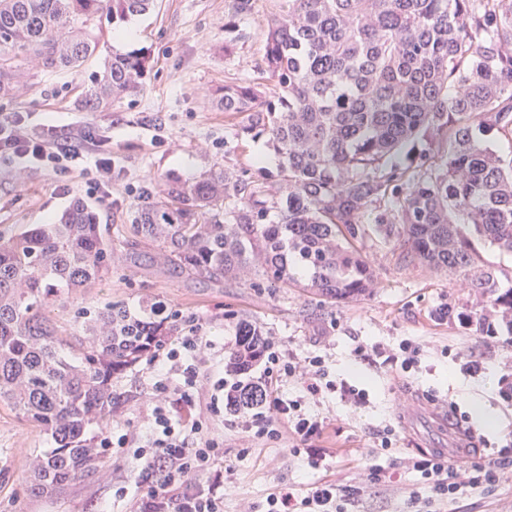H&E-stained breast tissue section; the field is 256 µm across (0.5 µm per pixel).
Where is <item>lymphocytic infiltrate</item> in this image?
Here are the masks:
<instances>
[{
    "label": "lymphocytic infiltrate",
    "instance_id": "obj_1",
    "mask_svg": "<svg viewBox=\"0 0 512 512\" xmlns=\"http://www.w3.org/2000/svg\"><path fill=\"white\" fill-rule=\"evenodd\" d=\"M102 145V137L91 127L72 140L60 137L51 124L28 130L19 115L0 122V157L7 158L15 172L23 174L36 165L60 174L76 168L91 170L95 173L94 196L108 202L112 199L116 165ZM223 347L219 337L202 334L192 321L150 362L165 376L155 383L157 404L150 418L152 438L137 455L139 475L149 486L145 512H224V476L212 470L220 455V435L210 429L209 422L220 411V392H231L237 381L227 376L211 383L202 371L212 351ZM259 366L264 402L240 419L248 443L276 441L288 430L300 441L294 455L304 457L311 467L325 466L330 453L317 445L324 419L305 412L300 402L278 394L281 383L288 380L301 384L309 396H319L326 376L324 359L298 358L280 348L270 336L262 348ZM173 392L186 403L200 404L201 409L191 422L174 419L170 414L167 404ZM407 466L418 475L430 500L442 505L473 490L484 496L493 495L512 467V450L480 453L463 465L454 464L442 454L422 453L409 456ZM202 477L208 480L203 489L195 485ZM393 482V473L375 462L347 481L319 483L301 498L291 489H281L270 499V512H342V502L357 500L371 488L388 487Z\"/></svg>",
    "mask_w": 512,
    "mask_h": 512
}]
</instances>
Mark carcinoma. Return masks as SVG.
<instances>
[{
	"label": "carcinoma",
	"mask_w": 512,
	"mask_h": 512,
	"mask_svg": "<svg viewBox=\"0 0 512 512\" xmlns=\"http://www.w3.org/2000/svg\"><path fill=\"white\" fill-rule=\"evenodd\" d=\"M156 0H0V96L18 90L19 60L36 72L75 70L99 47L102 20L144 15ZM264 43L262 77L212 91L240 114L239 136L267 137L280 157L278 191L243 169L167 176L132 225L134 241L189 276L296 288L333 308L366 296L376 273L358 249L365 217L403 239L414 261L471 288L458 319L482 336L512 331V287L478 246L512 256V0H279ZM147 58L113 52L83 100L89 112L142 89ZM496 131L500 154L473 134ZM278 212L276 224L268 214ZM112 266V243L94 207L76 199L54 224L0 230V408L36 424L54 447L27 462L33 489L64 488L99 469L88 429L112 424V379L177 324L144 300L81 311V352L44 310L66 305ZM261 326L240 316L224 368L240 388L224 411L259 407L249 375Z\"/></svg>",
	"instance_id": "obj_1"
}]
</instances>
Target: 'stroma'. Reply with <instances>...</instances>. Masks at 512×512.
<instances>
[{"mask_svg":"<svg viewBox=\"0 0 512 512\" xmlns=\"http://www.w3.org/2000/svg\"><path fill=\"white\" fill-rule=\"evenodd\" d=\"M236 0H157L153 11L117 24L103 23L100 47L75 72L41 73L19 95L0 97V120L15 113L31 124L52 123L77 134L92 126L106 137L121 176L112 184V200L96 202L101 223L112 239V269L66 306L48 314L64 336L81 333L78 312L83 307L123 303L137 307L146 298L163 302L178 320L195 318L204 334L220 336L225 349L235 344L234 315L246 314L298 357L320 356L327 378L362 389L368 401L354 406L339 393L306 395L302 386L284 382V398L301 401L306 411L327 418L324 444L332 458L313 469L292 453L294 442L258 443L241 455V433L227 414L214 418L224 436V464L234 469L226 483L224 512H239L250 502L253 512H268V500L280 487L304 493L309 485L346 479L363 469V454L379 431L392 429L397 451L379 463L400 473L409 490H420L404 462L412 449L440 446L443 425L409 434L399 416L398 401L423 402L442 409L452 425L468 421L492 445L512 443V399L501 390L512 386V335L490 339L474 328L433 316L439 306H465L473 297L448 275L405 261L399 241L381 242L369 234L363 253L375 269L377 285L364 298L323 310L309 294L295 288H254L235 279H199L160 265L153 251L132 255L127 243L143 189H157L170 173L192 177L220 166L230 172L247 167L276 171L279 157L265 138H237L239 120L217 110L209 93L230 77H257L264 31L278 13L277 0H252L251 9L236 16L240 36L224 45V23L235 16ZM145 50L147 72L139 95L113 102L105 112H86L76 101L89 86L90 74L112 50ZM88 178L82 171L61 175L37 169L17 176L0 161V230L19 224H46L73 199L87 198ZM419 346L409 372L365 360L363 350L375 345L395 347L401 341ZM481 362L479 373L467 370L463 355ZM154 374L138 363L112 382L115 411L112 426L128 438L126 447L101 456L99 474L77 482L62 493L35 494L25 455L52 447L51 438L13 413L0 409V512H141L149 487L143 484L134 459L150 437L148 416L154 400ZM496 418L480 421L476 406ZM124 495H117V487Z\"/></svg>","mask_w":512,"mask_h":512,"instance_id":"1","label":"stroma"}]
</instances>
